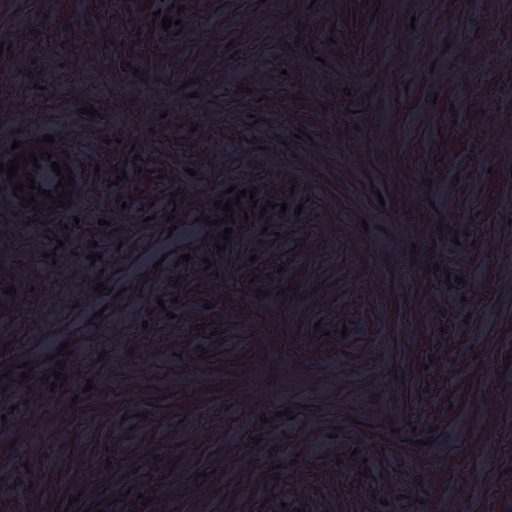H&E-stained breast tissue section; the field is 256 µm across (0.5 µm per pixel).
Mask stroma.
<instances>
[{"mask_svg": "<svg viewBox=\"0 0 512 512\" xmlns=\"http://www.w3.org/2000/svg\"><path fill=\"white\" fill-rule=\"evenodd\" d=\"M0 42V142L97 167L0 202V512H512V0H0ZM49 134L54 135L55 142L53 144L47 143H38L35 144V139H43V135ZM23 142V145L20 148H17L13 151H10V147L12 143L0 145V162L6 164L9 160L14 158V154H18L21 151H24V156L28 158L30 156V152L35 151V154L38 158L40 168L35 169L32 166V162L29 164H22L20 161L18 178L13 177L12 182L7 180V176L5 174V170L2 174H0V198L2 201L6 202L10 209L14 212H18L19 216H24L27 218H34L35 224L43 223L48 219L57 218L62 216H68L74 213L82 200L85 198L88 192V183L89 179L86 171L82 172L83 166H80V160L78 158L77 151L66 141H64L60 136L57 135L51 128H44L41 130H37L29 133L26 137L19 140ZM39 150H47V152L53 153V157L50 160H47V155H45V159H41L39 156ZM62 150H65V153H69L70 157L66 158L65 153H62ZM63 160H66L68 163V167L73 171V178H75V185L68 186L67 182V168L62 169V175H64V180H62V185H65V188H55V185L58 183V179L61 176H56L55 172L52 171L50 167V163L54 161H58L61 166L63 165ZM26 173H31V176L35 179L36 189L28 190V188H24V192L17 191V196H13V183L16 181L24 182V184H29V181L25 179ZM41 187L44 190H51L52 195L55 197L58 193L61 192L62 189H65L68 193V190H74L72 195H68L66 198H71L73 201V205L67 208H56L54 204H52V200L50 198L38 196L37 188ZM28 192L35 193V199L37 203H39L40 211H32V204L30 207H27V204L24 203V206H21V196L27 198ZM65 198V200H66Z\"/></svg>", "mask_w": 512, "mask_h": 512, "instance_id": "35a3bbf8", "label": "stroma"}]
</instances>
